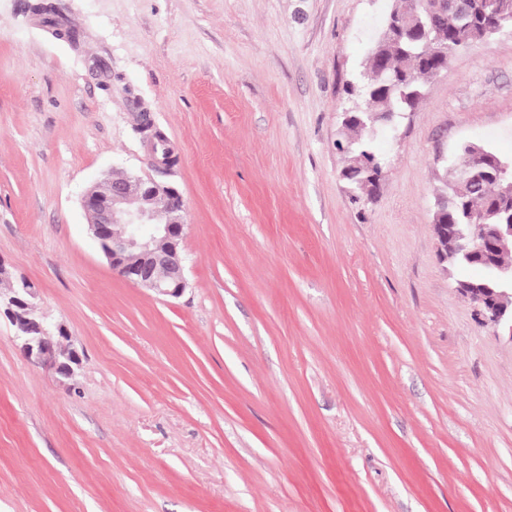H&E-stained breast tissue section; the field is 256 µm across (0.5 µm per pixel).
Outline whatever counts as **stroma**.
I'll list each match as a JSON object with an SVG mask.
<instances>
[{
    "label": "stroma",
    "instance_id": "1",
    "mask_svg": "<svg viewBox=\"0 0 512 512\" xmlns=\"http://www.w3.org/2000/svg\"><path fill=\"white\" fill-rule=\"evenodd\" d=\"M0 0V262L65 327L72 378L0 315V512H512V336L433 234L461 145L512 159V32L336 148L388 0ZM179 157L187 287L113 272L86 187ZM135 127L137 130H143V141L150 148L151 166L163 172L171 171L177 163V156L175 155L173 149L169 146L166 136L163 140L156 138V133L161 131L154 125L149 116V112H138V115L136 116ZM160 144H162L164 147L162 154L158 150V145ZM353 115L354 117L351 118L345 126V128L350 131V138H348L347 141L352 143V148L358 153H363L368 157L374 155L380 162H382L374 151L372 137L369 134V130L372 125L367 121L366 117H363L366 125H362L356 119V116H359V114ZM338 149L340 152L344 153L348 157V167H358L365 168L368 171V179L377 183L382 175V167L376 164L375 160H367L362 156H356L353 154L352 150L348 145H345L343 142L339 141L337 143ZM345 168V169H346Z\"/></svg>",
    "mask_w": 512,
    "mask_h": 512
}]
</instances>
